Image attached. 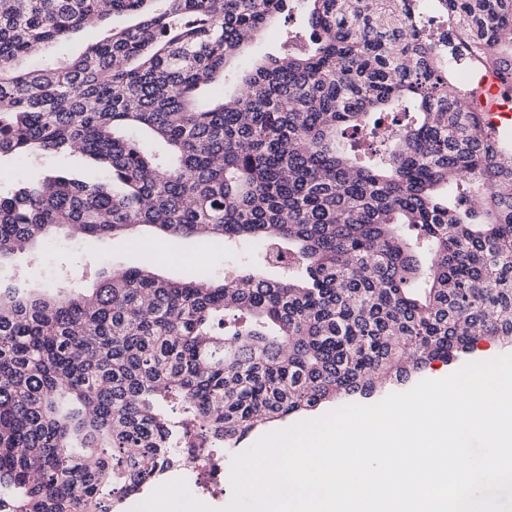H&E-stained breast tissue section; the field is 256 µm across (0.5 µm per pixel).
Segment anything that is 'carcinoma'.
<instances>
[{"instance_id":"1","label":"carcinoma","mask_w":512,"mask_h":512,"mask_svg":"<svg viewBox=\"0 0 512 512\" xmlns=\"http://www.w3.org/2000/svg\"><path fill=\"white\" fill-rule=\"evenodd\" d=\"M422 0H0V262L61 229L261 244L222 281L151 263L89 292L0 282V512H121L193 448L512 346V147L450 80ZM512 84V0H435ZM287 38L227 69L292 11ZM116 14L137 21L101 23ZM85 25L82 53L33 48ZM239 84L200 96L216 79Z\"/></svg>"}]
</instances>
